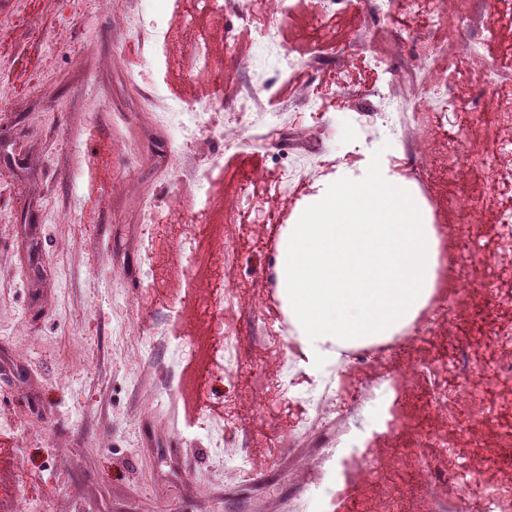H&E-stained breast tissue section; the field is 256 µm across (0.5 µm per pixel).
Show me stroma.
Instances as JSON below:
<instances>
[{"mask_svg":"<svg viewBox=\"0 0 512 512\" xmlns=\"http://www.w3.org/2000/svg\"><path fill=\"white\" fill-rule=\"evenodd\" d=\"M173 30L157 43L153 21ZM512 29L434 27L401 5L388 19L365 9L296 0L284 15L249 0L246 16L197 0H0V488L22 485L45 512H384V494L412 499L415 512H442L448 470L439 446L426 470L410 472L413 440L436 430L431 390L375 359L315 366L304 348L275 354L272 331L288 322L276 286L278 247L257 254L263 213L237 220L240 184L295 162L311 177L276 206L284 223L338 172L368 167L373 153L399 177L421 163L415 131L432 112L423 98L434 73L412 58L413 41H475L497 48ZM276 34L279 52L261 35ZM211 73L197 81L199 41ZM381 58V66L369 63ZM457 81L461 111L500 96L471 64L440 60ZM256 94L243 152L202 135L185 144L166 114L190 102H222L214 126ZM392 101L390 126L374 114ZM284 135L268 149L270 126ZM209 173L210 230L194 241L191 282L176 243L145 232L185 224ZM438 223L471 222L486 242L497 201L482 172L463 165L461 190L479 210H449L448 179L432 167ZM223 267L235 289L224 320L232 363L215 356L217 325L202 312L207 283ZM154 278H146L147 269ZM182 301L179 319L166 312ZM294 398L288 412L260 415L270 378ZM28 423L15 425L18 414ZM389 418L393 433L367 437L366 467L340 459L336 436ZM223 433L215 453L208 433ZM250 455L242 470L234 461ZM29 467L18 474L17 456Z\"/></svg>","mask_w":512,"mask_h":512,"instance_id":"stroma-1","label":"stroma"}]
</instances>
